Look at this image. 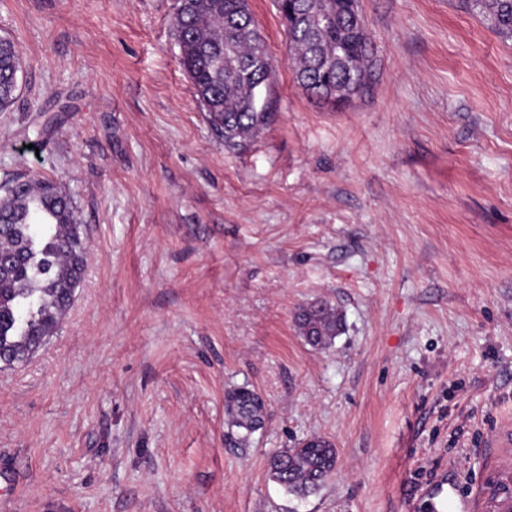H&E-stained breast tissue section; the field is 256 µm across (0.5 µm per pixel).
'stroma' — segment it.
Listing matches in <instances>:
<instances>
[{
  "label": "stroma",
  "mask_w": 512,
  "mask_h": 512,
  "mask_svg": "<svg viewBox=\"0 0 512 512\" xmlns=\"http://www.w3.org/2000/svg\"><path fill=\"white\" fill-rule=\"evenodd\" d=\"M369 95L334 110L294 79L272 0H249L277 116L242 151L210 127L175 0H0L22 59L0 185L72 198L87 266L60 330L0 364L13 512H430L445 480L488 512L512 486V37L473 0H359ZM324 300L325 349L294 316ZM266 421L228 439L224 395ZM319 436L305 498L269 457ZM295 324L300 336L312 347L324 349L340 334L343 317L326 301H315L299 308Z\"/></svg>",
  "instance_id": "35a3bbf8"
}]
</instances>
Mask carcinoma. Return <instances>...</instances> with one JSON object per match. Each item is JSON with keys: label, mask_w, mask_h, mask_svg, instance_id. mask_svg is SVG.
Masks as SVG:
<instances>
[{"label": "carcinoma", "mask_w": 512, "mask_h": 512, "mask_svg": "<svg viewBox=\"0 0 512 512\" xmlns=\"http://www.w3.org/2000/svg\"><path fill=\"white\" fill-rule=\"evenodd\" d=\"M500 34L512 36V0H475ZM285 23L295 78L316 103L345 106L370 91L373 45L358 0H277ZM175 31L181 64L224 145L242 149L275 116L274 73L265 40L248 0H177ZM21 59L15 44L0 40V111L17 91ZM0 362L20 363L54 336L85 271L86 247L71 199L49 180L0 186ZM295 324L312 347L324 349L340 334L343 317L326 301L299 308ZM255 390L239 387L225 397L230 427L247 441L263 418ZM335 445L305 439L270 457V477L286 492L319 489L336 467Z\"/></svg>", "instance_id": "obj_1"}]
</instances>
